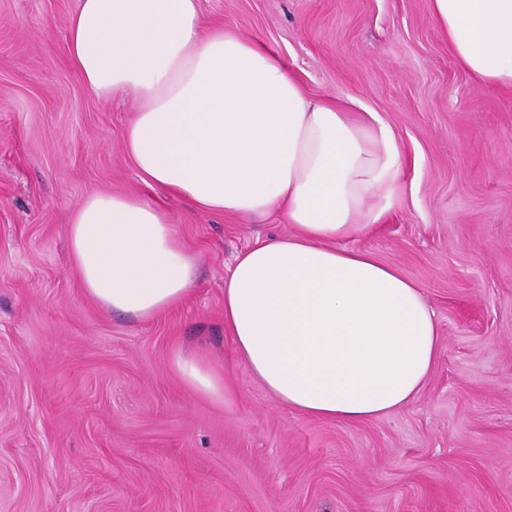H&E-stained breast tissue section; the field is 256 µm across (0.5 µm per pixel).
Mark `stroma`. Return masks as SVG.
I'll return each instance as SVG.
<instances>
[{
  "mask_svg": "<svg viewBox=\"0 0 512 512\" xmlns=\"http://www.w3.org/2000/svg\"><path fill=\"white\" fill-rule=\"evenodd\" d=\"M77 0H0V512H512V92L455 62L430 0H198L261 37L307 91L378 113L406 162L367 249L421 287L437 363L404 408L350 424L289 410L233 359L224 275L293 234L193 209L141 182L128 100H99L65 55ZM162 204L200 278L139 322L69 267L90 194ZM223 365L189 390L178 353ZM174 366L185 385L195 392L223 401L229 393L224 384L222 369L201 356L179 353L175 357Z\"/></svg>",
  "mask_w": 512,
  "mask_h": 512,
  "instance_id": "stroma-1",
  "label": "stroma"
}]
</instances>
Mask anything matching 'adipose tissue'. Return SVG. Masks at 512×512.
I'll return each instance as SVG.
<instances>
[{
	"instance_id": "obj_1",
	"label": "adipose tissue",
	"mask_w": 512,
	"mask_h": 512,
	"mask_svg": "<svg viewBox=\"0 0 512 512\" xmlns=\"http://www.w3.org/2000/svg\"><path fill=\"white\" fill-rule=\"evenodd\" d=\"M430 13L460 67L512 91V0H430ZM66 54L92 95L135 104L124 149L143 184L295 226L240 252L224 277L234 357L278 404L360 423L422 389L439 335L420 286L340 245L399 198L404 156L377 113L309 95L263 40L204 25L197 0H78ZM68 246L86 293L138 319L180 305L197 279L166 212L131 194L85 198ZM174 366L189 389L225 398L220 367L191 353Z\"/></svg>"
}]
</instances>
